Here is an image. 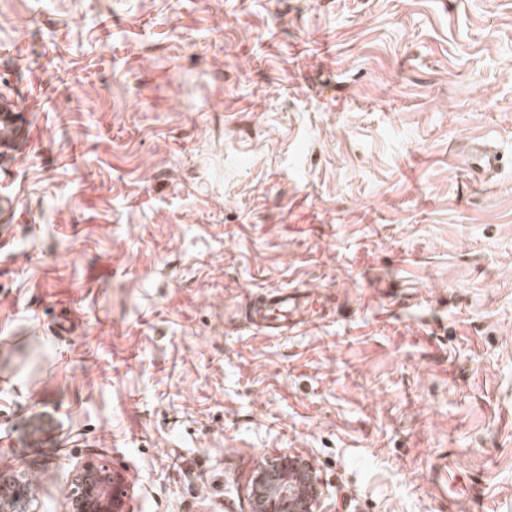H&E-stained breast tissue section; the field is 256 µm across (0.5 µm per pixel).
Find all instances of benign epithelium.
<instances>
[{"label":"benign epithelium","instance_id":"benign-epithelium-1","mask_svg":"<svg viewBox=\"0 0 512 512\" xmlns=\"http://www.w3.org/2000/svg\"><path fill=\"white\" fill-rule=\"evenodd\" d=\"M122 475L89 457L75 466L69 492L71 512H131ZM324 489L301 457L281 454L255 468L248 487L251 512H316Z\"/></svg>","mask_w":512,"mask_h":512}]
</instances>
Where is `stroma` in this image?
Here are the masks:
<instances>
[{"label":"stroma","instance_id":"35a3bbf8","mask_svg":"<svg viewBox=\"0 0 512 512\" xmlns=\"http://www.w3.org/2000/svg\"><path fill=\"white\" fill-rule=\"evenodd\" d=\"M0 482L68 512H512V0H0ZM501 156L486 180L473 139ZM318 299L280 337L247 296ZM47 412L57 451L26 446ZM0 112V152H2V149H10L16 143L18 122L23 116V108L15 95L1 96ZM500 155L488 148L483 140H475L466 154L464 167L473 177L482 179L499 168ZM323 496L316 473L290 454L259 463L248 487L251 512H316ZM122 475L89 457L75 466L73 487L69 492L70 511L73 512H131L122 490Z\"/></svg>","mask_w":512,"mask_h":512}]
</instances>
